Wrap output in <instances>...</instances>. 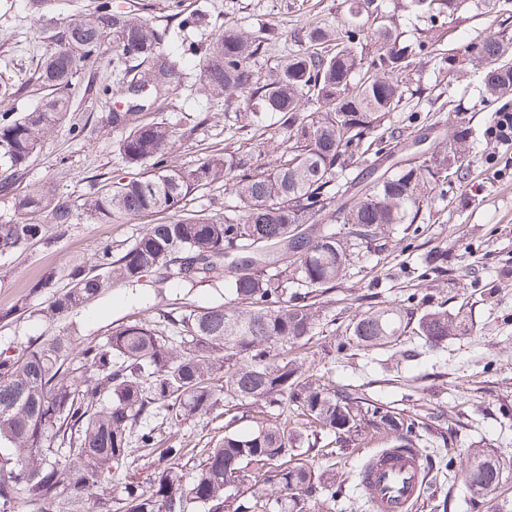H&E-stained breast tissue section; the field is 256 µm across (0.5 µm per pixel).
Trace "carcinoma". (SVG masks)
I'll list each match as a JSON object with an SVG mask.
<instances>
[{"label": "carcinoma", "mask_w": 512, "mask_h": 512, "mask_svg": "<svg viewBox=\"0 0 512 512\" xmlns=\"http://www.w3.org/2000/svg\"><path fill=\"white\" fill-rule=\"evenodd\" d=\"M465 0H410L417 17L431 23L458 13ZM498 10L499 29L448 52V70L468 66L481 74L483 101L494 105V120L512 114V17L509 0L487 5ZM112 36L121 58L152 62L140 81L149 89L137 111L108 114L122 133L119 152L129 167L150 164L152 173L112 181L75 205L56 201L40 184L19 190L32 154L71 111L65 90L90 64L102 40ZM57 48L43 58L37 82L47 89L31 112L0 115V196L13 200L22 220L0 224V257L46 240V225L59 231L83 213L93 220L125 223L160 216L119 258L103 246L66 274L69 286L54 289L55 276L36 287L52 289L46 315L76 314L114 282L132 285L146 276L161 284L194 288L211 282L233 297L230 306H186L164 316V328L146 318L112 329L104 343L34 339L0 349V512L16 500L29 512H310L318 488L336 500V470L317 468L299 446H320V456L383 434L394 448H451L457 432L442 416L427 418L374 402L347 385L301 382L296 361L270 358L272 349H292L317 328L313 298L335 287L364 251L382 252L398 227L420 220L423 203L444 197L448 176H471L480 137L460 127L429 157L395 159L404 136L392 121L408 100L405 74L419 55L439 56L436 43H412L392 21L387 0H348L341 24L310 27L306 46L288 53L273 76L250 65L261 40L227 27L210 44L202 68L203 92L229 100L248 92L264 112L279 116L285 138L263 141L277 155L270 167L248 156L215 153L186 171L172 164V131L141 119L161 87L179 78V63L161 51V35L134 14L116 13L112 0L70 16L57 33ZM224 185L235 204L224 214L187 211L173 219L194 191ZM233 252L242 264L224 269ZM425 276L453 275L440 252L425 262ZM464 313L430 308L419 316L402 306L375 301L347 325L353 345L378 348L410 332L435 348L473 331ZM283 397L320 428L325 443L297 441L288 425L259 422L251 404ZM224 409V439L206 450L200 472L185 488L178 472L187 450L179 444L157 448L156 419L171 423ZM152 450L158 463L149 489L124 482L122 495L92 501L91 490L112 484L129 467L132 445ZM68 449L61 459L58 449ZM472 497L486 501L512 457L470 445ZM267 475L269 492L234 493L247 468Z\"/></svg>", "instance_id": "carcinoma-1"}]
</instances>
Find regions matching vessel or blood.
I'll return each instance as SVG.
<instances>
[{"mask_svg":"<svg viewBox=\"0 0 512 512\" xmlns=\"http://www.w3.org/2000/svg\"><path fill=\"white\" fill-rule=\"evenodd\" d=\"M421 449L383 448L367 457L359 487L370 512H414L428 488Z\"/></svg>","mask_w":512,"mask_h":512,"instance_id":"vessel-or-blood-1","label":"vessel or blood"}]
</instances>
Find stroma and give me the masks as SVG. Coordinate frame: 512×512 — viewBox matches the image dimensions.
Wrapping results in <instances>:
<instances>
[{
	"label": "stroma",
	"mask_w": 512,
	"mask_h": 512,
	"mask_svg": "<svg viewBox=\"0 0 512 512\" xmlns=\"http://www.w3.org/2000/svg\"><path fill=\"white\" fill-rule=\"evenodd\" d=\"M95 0H0V113L19 114L39 106L46 94L35 79L39 61L56 46L55 35L69 16L90 9ZM115 11L135 14L162 30V49L181 63L180 83L170 85L166 100L145 111L144 120L162 121L174 133L171 147L176 165L190 169L212 153L235 156L252 153L255 164H273L272 154L256 152L258 143L246 116L258 111L254 97L243 93L232 100L206 98L199 91V52L219 31L238 27L260 36L252 59L262 76L275 73L289 50L306 43L312 24L330 26L344 19V0H182L172 10L167 0H112ZM201 16L195 27H181L187 15ZM494 14L481 0H467L453 22L443 24V49L480 39L496 30ZM197 55H189L188 46ZM116 51L104 40L96 61L76 77L68 90L72 110L30 158L23 183L50 185L56 196L81 203L96 183L124 173L119 154L120 135L107 122L112 96L102 87H117L124 77L144 70L139 61L114 65ZM478 80L470 68L449 71L443 61L417 64L408 77L414 94L408 108L422 125L407 129L415 138L424 129L445 138L459 126L482 131L492 124L490 108L481 104ZM499 162L477 155L468 186L449 183L445 198L429 202L415 232L387 251L365 256L350 268L341 283L324 294L320 324L305 344L288 352L302 366L304 380L352 385L369 399L421 415L442 414L458 433V450L480 443L502 455H512V143H496ZM146 219L123 224L103 223L78 216L65 233L49 229L48 239L0 258V349L24 344L35 337L67 336L84 343H102L113 327L139 318L159 320L172 308L187 304L209 306L223 301L222 288H174L144 277L136 287L118 285L80 314L48 321L42 314L49 295L37 282L56 273L57 286L66 283L63 270L110 246L122 255L145 230ZM444 249L463 263L455 276L423 278V258ZM477 269L484 285H470L466 267ZM380 300L402 303L422 311L424 306L466 305L475 330L432 349L416 336L400 337L396 345L363 351L348 343L346 327L365 309L370 293ZM159 447L180 443L188 453L180 476L190 485L199 472L203 452L224 436V411L204 418L156 426ZM376 448L365 441L357 448L336 451V470L343 478L336 500L316 496L315 512H357L361 498L355 474ZM431 490L419 512H477L460 466L430 473Z\"/></svg>",
	"instance_id": "obj_1"
}]
</instances>
